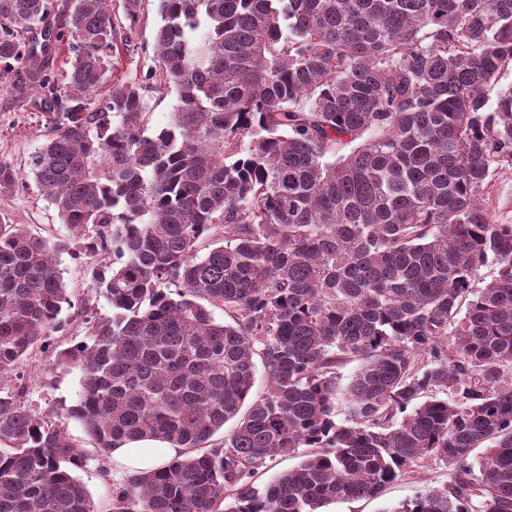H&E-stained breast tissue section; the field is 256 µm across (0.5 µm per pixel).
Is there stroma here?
Wrapping results in <instances>:
<instances>
[{
	"label": "stroma",
	"instance_id": "obj_1",
	"mask_svg": "<svg viewBox=\"0 0 512 512\" xmlns=\"http://www.w3.org/2000/svg\"><path fill=\"white\" fill-rule=\"evenodd\" d=\"M160 23L155 0H147L138 22L123 29L117 42L113 79H145L154 68V35ZM46 121L41 114L24 106L11 92L8 84L0 85V161L10 163L20 172H28L32 155L42 142ZM483 203L497 223L512 224V166L497 168L483 193ZM0 213L15 223L23 224L39 236H49L60 226L56 211L47 208L34 180H27L24 188L0 194ZM91 261L82 254L65 253L60 268L66 288L75 304L91 302L100 316L111 315L112 309L104 297L92 296L88 290ZM50 356L20 365L18 372L28 386V400L40 409L65 410L72 404L78 390V371L54 369ZM66 425L72 442L88 456L78 475L87 486L99 512H106L112 485L120 481L123 470L112 469L110 477L99 472L96 452L90 438L75 420ZM448 481L447 468L434 459H427L415 472L389 484L381 496L336 502L326 506L325 512H397L398 508L430 488Z\"/></svg>",
	"mask_w": 512,
	"mask_h": 512
}]
</instances>
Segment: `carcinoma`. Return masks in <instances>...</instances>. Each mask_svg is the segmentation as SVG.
<instances>
[{"label":"carcinoma","mask_w":512,"mask_h":512,"mask_svg":"<svg viewBox=\"0 0 512 512\" xmlns=\"http://www.w3.org/2000/svg\"><path fill=\"white\" fill-rule=\"evenodd\" d=\"M111 2L0 0V80L26 65L12 92L47 121L29 175L63 228L0 214V379L51 351L63 308L83 318L56 368L80 373L66 414L101 475L120 443L178 449L108 512H320L429 458L449 483L397 512H512V224L481 204L512 166V86L490 97L512 0H157L152 84L114 80L91 111L146 0ZM153 87L177 97L157 130ZM25 179L0 162V194ZM72 250L112 316L74 307ZM256 355L271 388L246 407ZM85 464L58 412L0 387V512H98ZM305 448H299L298 453L291 455H277L272 460H267L266 468H263L256 476V484L259 486L264 485L270 481L275 475L287 471L288 469L296 466L303 457Z\"/></svg>","instance_id":"obj_1"}]
</instances>
